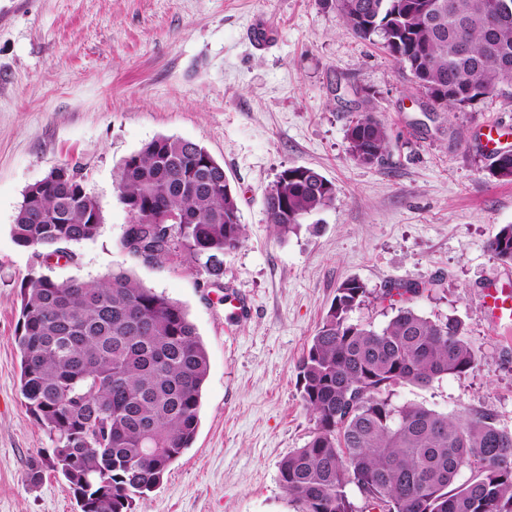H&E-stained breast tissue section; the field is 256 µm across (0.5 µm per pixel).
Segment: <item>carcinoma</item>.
I'll return each instance as SVG.
<instances>
[{
  "instance_id": "cac0c4a2",
  "label": "carcinoma",
  "mask_w": 512,
  "mask_h": 512,
  "mask_svg": "<svg viewBox=\"0 0 512 512\" xmlns=\"http://www.w3.org/2000/svg\"><path fill=\"white\" fill-rule=\"evenodd\" d=\"M502 0H334L343 29L379 34L384 47L425 88L431 107L461 109L482 92L512 86V16L493 33L483 19ZM352 156L381 161L387 128L357 113L346 130ZM509 167L490 166L512 182ZM117 190L130 215L147 210L178 219L166 228L130 226L125 249L161 263L176 250L223 275L224 254L245 228L224 165L201 144L158 136L118 166ZM336 200L331 181L305 166L282 170L264 205L277 235ZM103 215L82 180L48 175L29 187L11 226L14 241L43 252L93 239ZM512 263V225L488 242ZM356 278L337 289L299 364L311 439L279 463V481L298 512H358L347 486L380 512H512V431L488 413L454 417L418 403L395 405L394 388L426 386L473 369L477 358L455 316L430 319L406 306L382 328L353 323L367 295ZM16 341L26 406L53 437L36 460L67 481L81 512H131L152 491L197 431L208 356L186 308L123 270L99 280L56 281L36 271L22 288Z\"/></svg>"
}]
</instances>
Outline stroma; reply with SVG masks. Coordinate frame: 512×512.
<instances>
[{"label": "stroma", "mask_w": 512, "mask_h": 512, "mask_svg": "<svg viewBox=\"0 0 512 512\" xmlns=\"http://www.w3.org/2000/svg\"><path fill=\"white\" fill-rule=\"evenodd\" d=\"M256 23L272 38L255 43ZM364 106L391 137L374 165L347 151ZM492 122L512 127V88L434 111L381 36L347 34L325 0H0V512H80L61 476L27 479L54 446L20 391L15 330L35 270L92 281L125 269L183 304L205 345L194 442L133 512H294L278 465L314 429L298 365L349 278L369 289L353 321L383 327L404 303L455 316L477 356L467 374L398 387L393 402L487 412L512 430V331L481 303L482 288L512 285V264L487 249L512 224V183L490 176L479 142ZM159 135L198 142L224 165L245 238L221 279L185 253L147 264L121 245L129 214L115 173ZM63 164L103 223L71 257H38L10 228L25 190ZM291 165L331 180L336 201L282 238L264 199ZM397 284L418 292L382 299ZM228 294L250 299L246 318L229 315Z\"/></svg>", "instance_id": "1"}]
</instances>
